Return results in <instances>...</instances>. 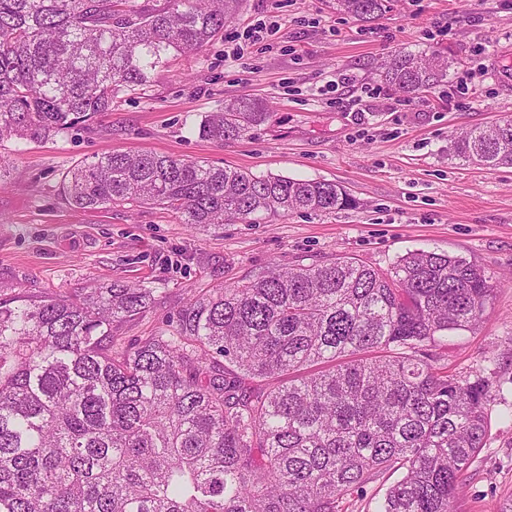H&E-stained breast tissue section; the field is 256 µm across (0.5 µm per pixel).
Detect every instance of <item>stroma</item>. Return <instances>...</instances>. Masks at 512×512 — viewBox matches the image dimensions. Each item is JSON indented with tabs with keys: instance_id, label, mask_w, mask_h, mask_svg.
Masks as SVG:
<instances>
[{
	"instance_id": "35a3bbf8",
	"label": "stroma",
	"mask_w": 512,
	"mask_h": 512,
	"mask_svg": "<svg viewBox=\"0 0 512 512\" xmlns=\"http://www.w3.org/2000/svg\"><path fill=\"white\" fill-rule=\"evenodd\" d=\"M332 3L242 0L231 29L273 15L281 23L243 63L225 61L215 41L197 56L170 58L147 90L124 96L98 123L21 153L0 145L10 167L0 186V296L67 295L117 281L154 289L155 308L118 329L131 340L170 333L188 299L275 265L351 256L385 269L417 249L464 257L493 277L492 303L475 331L442 338L428 354L458 378L484 380L491 395L486 444L453 512H501L512 500V167L465 163L450 144L512 116V83L497 75L501 57L512 58V0H392L371 24ZM398 48L448 51L454 73L406 106L385 90L362 97L377 85V64ZM466 72L474 84L459 83ZM343 74L356 86H340ZM240 97L266 103L264 122L240 140L198 137L207 113ZM112 150L326 180L355 203L206 232L153 205L71 207L61 192L66 172Z\"/></svg>"
}]
</instances>
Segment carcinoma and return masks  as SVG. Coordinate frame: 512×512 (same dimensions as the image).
Listing matches in <instances>:
<instances>
[{"instance_id": "1", "label": "carcinoma", "mask_w": 512, "mask_h": 512, "mask_svg": "<svg viewBox=\"0 0 512 512\" xmlns=\"http://www.w3.org/2000/svg\"><path fill=\"white\" fill-rule=\"evenodd\" d=\"M240 0H0V144L43 143L196 55ZM370 23L390 0H334ZM454 58L396 50L387 90L413 97ZM240 98L199 136L244 138L264 121ZM463 161L512 166V118L452 141ZM78 209L158 205L202 231L260 215L354 203L329 181L257 176L144 152L69 170ZM495 282L462 257L418 250L386 270L354 257L273 267L212 288L173 315L168 336L127 341L155 290L120 283L69 296L0 298V512H339L384 474L377 512H451L485 445L488 385L434 367L425 348L475 329ZM281 379L262 393L246 379Z\"/></svg>"}]
</instances>
